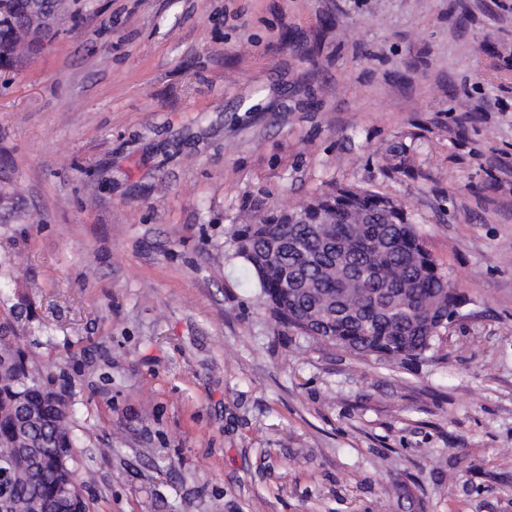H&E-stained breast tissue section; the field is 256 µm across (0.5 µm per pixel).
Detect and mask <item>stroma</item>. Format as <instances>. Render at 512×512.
Here are the masks:
<instances>
[{"label":"stroma","mask_w":512,"mask_h":512,"mask_svg":"<svg viewBox=\"0 0 512 512\" xmlns=\"http://www.w3.org/2000/svg\"><path fill=\"white\" fill-rule=\"evenodd\" d=\"M0 322L91 512H512V0H73L0 72ZM404 203L466 302L425 360L297 335L238 225Z\"/></svg>","instance_id":"35a3bbf8"}]
</instances>
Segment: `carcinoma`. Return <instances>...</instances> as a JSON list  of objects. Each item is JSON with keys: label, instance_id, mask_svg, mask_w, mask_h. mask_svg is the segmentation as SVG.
I'll use <instances>...</instances> for the list:
<instances>
[{"label": "carcinoma", "instance_id": "obj_1", "mask_svg": "<svg viewBox=\"0 0 512 512\" xmlns=\"http://www.w3.org/2000/svg\"><path fill=\"white\" fill-rule=\"evenodd\" d=\"M10 0L0 12V66L31 47L32 24L57 20L69 0ZM329 212L333 224H290L273 212L235 230L237 257L252 269L260 295L283 326L328 346L390 365L424 359L460 302L451 266L438 262L411 214L380 193L335 186L301 205ZM342 267L361 274L337 277ZM52 381L30 362L20 337L0 333V461L20 481L9 512H90L86 497L62 504L60 490L78 471L70 400L53 397ZM30 411L33 448L19 434L20 409Z\"/></svg>", "mask_w": 512, "mask_h": 512}]
</instances>
